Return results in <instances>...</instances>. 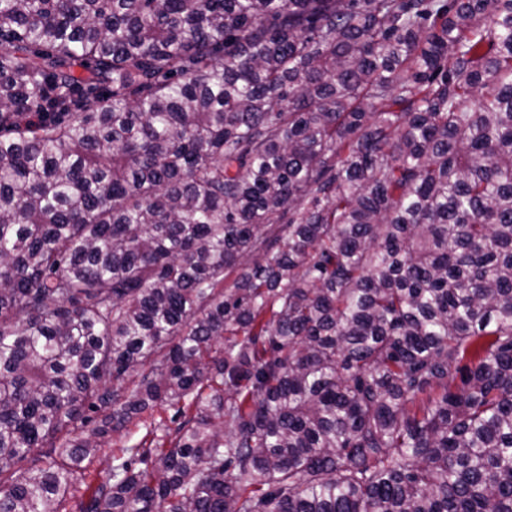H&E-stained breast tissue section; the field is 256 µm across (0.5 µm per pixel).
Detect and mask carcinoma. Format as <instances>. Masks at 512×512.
Here are the masks:
<instances>
[{
    "label": "carcinoma",
    "instance_id": "1",
    "mask_svg": "<svg viewBox=\"0 0 512 512\" xmlns=\"http://www.w3.org/2000/svg\"><path fill=\"white\" fill-rule=\"evenodd\" d=\"M163 405L79 512H512V0H0V512Z\"/></svg>",
    "mask_w": 512,
    "mask_h": 512
}]
</instances>
